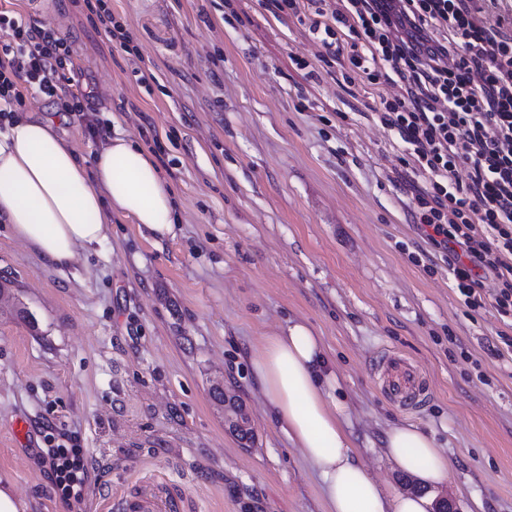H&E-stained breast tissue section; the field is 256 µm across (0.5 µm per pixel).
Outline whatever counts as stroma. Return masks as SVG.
<instances>
[{
  "label": "stroma",
  "mask_w": 512,
  "mask_h": 512,
  "mask_svg": "<svg viewBox=\"0 0 512 512\" xmlns=\"http://www.w3.org/2000/svg\"><path fill=\"white\" fill-rule=\"evenodd\" d=\"M72 37L73 77L103 128H61L92 160L114 132L154 153L175 205L173 237L112 216L96 250L46 264L0 223V475L28 512H110L159 495L178 512H325L321 484L266 414L245 361L288 321L321 336L341 379L355 450L380 486L415 490L382 448L400 423L448 455L452 512H512V327L467 308L413 219L418 180L376 115L394 88L351 84L307 23L267 0H112L124 53L83 0H0V11ZM147 82H140V75ZM424 252L423 268L410 260ZM34 313L30 327L18 313ZM413 360L429 394L386 398L373 361ZM242 403L241 442L211 397ZM88 459L82 500L60 498L44 450Z\"/></svg>",
  "instance_id": "stroma-1"
}]
</instances>
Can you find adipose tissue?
<instances>
[{
  "label": "adipose tissue",
  "mask_w": 512,
  "mask_h": 512,
  "mask_svg": "<svg viewBox=\"0 0 512 512\" xmlns=\"http://www.w3.org/2000/svg\"><path fill=\"white\" fill-rule=\"evenodd\" d=\"M61 122L45 115L0 129V222L61 268L76 248L100 246L115 214L154 236L172 235L173 194L154 157L118 133L84 164L59 135ZM249 364L267 415L318 475L327 512H431L429 496L380 487L357 459L337 395L340 382L310 327L294 322L263 337ZM384 448L396 469L425 485L447 481V455L415 425L391 427Z\"/></svg>",
  "instance_id": "ef3b65f1"
}]
</instances>
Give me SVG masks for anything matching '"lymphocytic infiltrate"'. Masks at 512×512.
I'll return each mask as SVG.
<instances>
[{"mask_svg": "<svg viewBox=\"0 0 512 512\" xmlns=\"http://www.w3.org/2000/svg\"><path fill=\"white\" fill-rule=\"evenodd\" d=\"M277 14L306 15L324 32L327 56L346 54L369 84L399 86L381 123L407 146L424 184L416 188V227L441 252L448 278L471 309L494 283L497 312L512 316V35L501 34L499 0H269ZM354 37L336 41L337 27ZM71 41L46 22L0 12V117L26 92L64 99L90 136L100 133L85 91H72ZM452 66H444V59ZM465 181H456L459 165ZM43 463L63 496L82 484L84 456L50 448Z\"/></svg>", "mask_w": 512, "mask_h": 512, "instance_id": "lymphocytic-infiltrate-1", "label": "lymphocytic infiltrate"}]
</instances>
